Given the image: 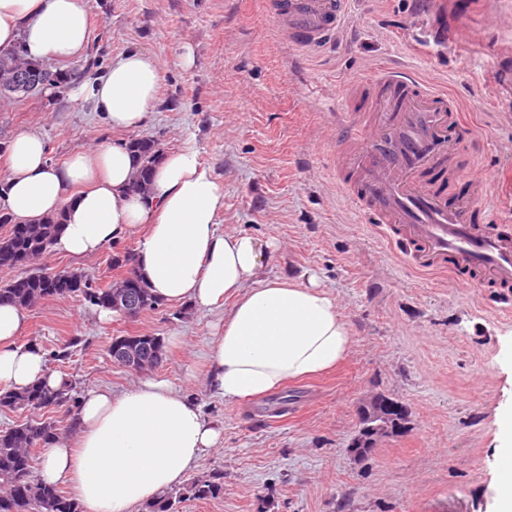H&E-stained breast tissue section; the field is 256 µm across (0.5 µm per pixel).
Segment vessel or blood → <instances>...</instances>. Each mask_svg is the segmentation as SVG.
I'll use <instances>...</instances> for the list:
<instances>
[{
  "label": "vessel or blood",
  "instance_id": "vessel-or-blood-1",
  "mask_svg": "<svg viewBox=\"0 0 512 512\" xmlns=\"http://www.w3.org/2000/svg\"><path fill=\"white\" fill-rule=\"evenodd\" d=\"M351 0H278L279 16L296 46L332 42ZM336 124V186L367 224H378L403 260L417 270L448 272L460 284L496 288L500 308H512V232L488 219V178L473 179V195L449 200L474 130L458 101L413 72L388 69L345 94Z\"/></svg>",
  "mask_w": 512,
  "mask_h": 512
}]
</instances>
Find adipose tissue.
<instances>
[{"label":"adipose tissue","mask_w":512,"mask_h":512,"mask_svg":"<svg viewBox=\"0 0 512 512\" xmlns=\"http://www.w3.org/2000/svg\"><path fill=\"white\" fill-rule=\"evenodd\" d=\"M89 34L81 0H0L1 51L64 62L83 53ZM160 77L155 57L130 50L82 89L112 127L131 129L155 108ZM7 152L0 205L26 221L63 212L56 251L84 257L134 237L138 270L160 303L227 305L212 335L207 383L214 397L261 398L347 357L351 328L316 280L257 279L275 238L219 233L224 195L193 149L160 158L146 198L127 192L135 159L121 143L74 152L61 167L49 163L33 132L16 135ZM25 321L23 309L0 305V384L61 387L40 346L17 343ZM75 424L76 434L48 444L40 478L68 480L85 512H132L181 484L208 449L224 443L222 427L195 400L154 378L120 394L90 391ZM497 424L505 443L497 458L498 512H512V407Z\"/></svg>","instance_id":"ef3b65f1"}]
</instances>
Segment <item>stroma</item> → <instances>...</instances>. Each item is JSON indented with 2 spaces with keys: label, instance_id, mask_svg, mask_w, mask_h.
I'll return each mask as SVG.
<instances>
[{
  "label": "stroma",
  "instance_id": "35a3bbf8",
  "mask_svg": "<svg viewBox=\"0 0 512 512\" xmlns=\"http://www.w3.org/2000/svg\"><path fill=\"white\" fill-rule=\"evenodd\" d=\"M90 19L84 53L62 68L66 88L0 101V146L21 132L43 138L62 165L78 150L157 139L163 152L187 146L224 193L218 230L276 238L260 278L317 281L334 297L353 341L341 365L245 403L207 386L210 338L220 308L168 304L134 319L102 316L81 295L29 309L20 342L51 354L79 399L119 394L148 378L192 396L224 426L193 477L218 472L224 493L183 500L178 512H497L496 414L512 405V315L496 312L491 288H462L400 259L378 228L362 223L336 192L330 114L357 82L402 67L461 101L477 131L474 172L494 184L496 219L512 222V0H443L446 33L429 44L412 23L418 0H353L341 43L291 44L270 0H81ZM135 48L161 64L159 102L146 124L115 130L79 87ZM192 52V65L180 57ZM136 240L88 257L41 258L107 286L113 260ZM162 338L163 363L131 370L113 362V337ZM382 393L407 406L410 423L359 459L349 444L359 407Z\"/></svg>",
  "mask_w": 512,
  "mask_h": 512
}]
</instances>
